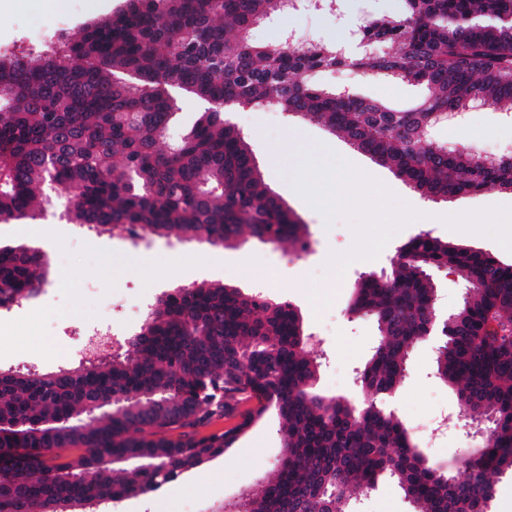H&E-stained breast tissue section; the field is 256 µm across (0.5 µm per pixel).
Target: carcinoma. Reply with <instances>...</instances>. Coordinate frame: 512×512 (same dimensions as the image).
Wrapping results in <instances>:
<instances>
[{"mask_svg": "<svg viewBox=\"0 0 512 512\" xmlns=\"http://www.w3.org/2000/svg\"><path fill=\"white\" fill-rule=\"evenodd\" d=\"M295 3L124 0L36 56L0 54V221L32 216L50 183L67 199L62 218L99 233L136 226L225 248L246 237L294 247L307 225L224 120L271 104L322 122L428 198L512 192V156L492 162L465 140L425 139L439 112L477 103L512 114V0H404L401 16L359 27L367 49L353 55L290 36L251 40ZM336 68L424 94L395 108L315 83ZM172 90L207 109L165 150ZM442 268L475 289L440 321L432 272ZM46 283L41 252L0 247V306ZM351 312L379 331L357 376L362 405L316 392L319 363L297 309L224 284L171 290L124 350L50 373L0 372V512H100L154 491L222 454L271 404L283 456L234 512H355L353 493L386 475L413 512H487L495 476L512 473V264L425 232L397 251L391 273L361 278ZM431 335L436 377L460 386L469 423L494 433L481 453H461L457 476L381 404ZM218 419L238 423L198 434Z\"/></svg>", "mask_w": 512, "mask_h": 512, "instance_id": "1", "label": "carcinoma"}]
</instances>
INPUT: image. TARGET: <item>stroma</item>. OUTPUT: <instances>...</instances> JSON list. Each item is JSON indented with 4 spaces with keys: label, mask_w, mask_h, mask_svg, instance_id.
<instances>
[{
    "label": "stroma",
    "mask_w": 512,
    "mask_h": 512,
    "mask_svg": "<svg viewBox=\"0 0 512 512\" xmlns=\"http://www.w3.org/2000/svg\"><path fill=\"white\" fill-rule=\"evenodd\" d=\"M122 5L123 0H66L63 8L50 9L35 0H0V52L39 48L57 33L77 32ZM340 8L337 17L298 9V37L327 43L350 21L389 13L386 0H340ZM316 81L395 105L421 93L417 86L343 70L320 72ZM227 119L250 142L270 188L306 224L308 254L301 257L254 240L226 249L144 232L99 235L61 221L64 198L44 188L47 203L36 219L0 223V245L42 251L49 280L36 297L0 309L1 371L34 367L54 372L77 366L81 348L97 329L110 328L113 342L124 343L164 293L194 283H220L291 303L302 315L309 349L321 357L317 391L359 402L363 395L354 376L370 359L378 336L374 319L349 310L352 287L363 274L389 270L397 249L423 232L512 263V251L501 245L505 222L512 218V194L489 191L432 201L321 123L273 107L238 109ZM433 136L448 144L470 139L486 157L512 152V120L491 107L468 110L463 120L437 127ZM293 143L297 151L287 152ZM370 181L385 185L381 200L364 192ZM473 224L481 225V236L470 235ZM113 254H130L138 262L123 267L110 262ZM438 345L437 337L426 336L411 349L404 378L387 408L413 433L418 448L451 471L462 450L483 440L454 428L430 435L441 415L462 409L457 387L435 376ZM281 455L278 412L272 405L224 454L178 479L182 491L176 512H212L218 504L236 500ZM358 502V512H413L388 478L363 492Z\"/></svg>",
    "instance_id": "stroma-1"
}]
</instances>
